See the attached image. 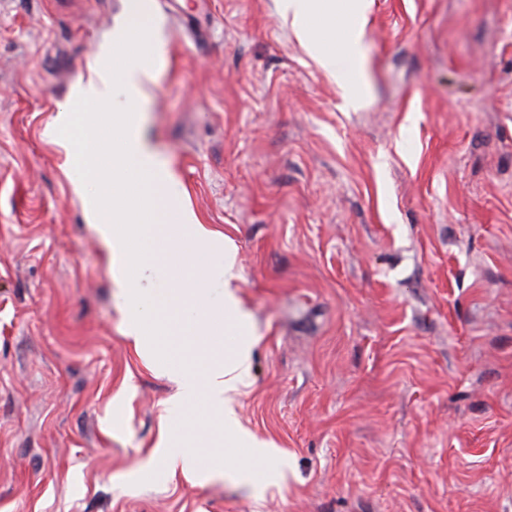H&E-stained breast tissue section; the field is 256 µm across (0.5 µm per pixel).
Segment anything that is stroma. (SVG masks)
<instances>
[{
	"label": "stroma",
	"instance_id": "1",
	"mask_svg": "<svg viewBox=\"0 0 512 512\" xmlns=\"http://www.w3.org/2000/svg\"><path fill=\"white\" fill-rule=\"evenodd\" d=\"M147 2V135L236 251L282 469L155 451L176 386L53 123L129 0H0V512H512V0H365L355 109L276 0Z\"/></svg>",
	"mask_w": 512,
	"mask_h": 512
}]
</instances>
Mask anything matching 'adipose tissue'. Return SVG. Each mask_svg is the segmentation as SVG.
Masks as SVG:
<instances>
[{"mask_svg":"<svg viewBox=\"0 0 512 512\" xmlns=\"http://www.w3.org/2000/svg\"><path fill=\"white\" fill-rule=\"evenodd\" d=\"M278 11L300 39L317 44L308 24L316 13L335 14L336 0H277ZM140 37L146 53L162 45L159 24L144 0H134L109 43L86 62V74L75 87L67 109L54 124L62 133L71 166L98 191L82 193L86 224L107 247L112 280L123 301L126 336L137 353L175 379V400L185 406V422L165 424L158 441L170 468L201 482L220 474L225 450L240 447L241 428L234 397L250 369L252 342L236 282V258L223 237L201 224L184 201L185 191L169 167L154 153L144 134L141 107L156 88V76L144 55L130 56L120 70L112 68V47ZM108 106L118 129L112 142V164L103 166L97 148L99 125L87 108ZM223 260V311L241 336L225 349L223 331L202 289L187 268L206 269ZM176 279L165 293L157 285L166 274Z\"/></svg>","mask_w":512,"mask_h":512,"instance_id":"1","label":"adipose tissue"}]
</instances>
